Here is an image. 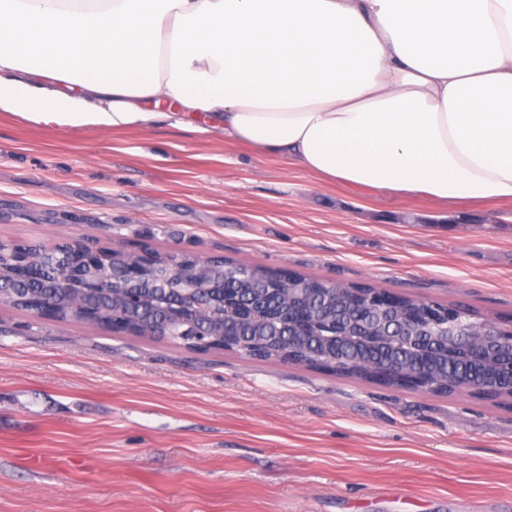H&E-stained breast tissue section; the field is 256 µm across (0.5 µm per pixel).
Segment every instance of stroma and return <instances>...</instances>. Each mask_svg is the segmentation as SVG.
<instances>
[{"instance_id": "1", "label": "stroma", "mask_w": 512, "mask_h": 512, "mask_svg": "<svg viewBox=\"0 0 512 512\" xmlns=\"http://www.w3.org/2000/svg\"><path fill=\"white\" fill-rule=\"evenodd\" d=\"M60 235L512 319V203L441 210L319 182L220 136L0 112V241ZM508 500L510 400L0 306V512H497Z\"/></svg>"}]
</instances>
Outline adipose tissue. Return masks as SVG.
Listing matches in <instances>:
<instances>
[{
	"instance_id": "1",
	"label": "adipose tissue",
	"mask_w": 512,
	"mask_h": 512,
	"mask_svg": "<svg viewBox=\"0 0 512 512\" xmlns=\"http://www.w3.org/2000/svg\"><path fill=\"white\" fill-rule=\"evenodd\" d=\"M0 112L512 202V0H0Z\"/></svg>"
}]
</instances>
